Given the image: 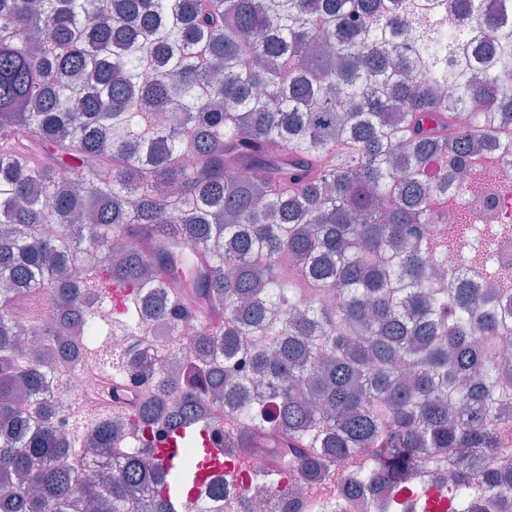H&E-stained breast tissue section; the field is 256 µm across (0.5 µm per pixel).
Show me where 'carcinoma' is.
<instances>
[{
	"mask_svg": "<svg viewBox=\"0 0 512 512\" xmlns=\"http://www.w3.org/2000/svg\"><path fill=\"white\" fill-rule=\"evenodd\" d=\"M446 0H0V512H176L206 452L182 442L167 470L144 435L213 422L232 402L243 448L277 408L281 467L312 482L370 449L386 493L377 512H424L417 452L459 474L445 512H499L512 472V265L492 263L511 224H436L443 162L512 153V0H455L482 39L454 43L468 76L435 71ZM418 33L403 54L397 24ZM494 104L457 128L458 106ZM248 170L251 177L232 173ZM453 252L459 267L442 258ZM310 285L284 287L282 259ZM132 290L127 336L155 310L195 329L182 402L143 405L138 443L78 415L93 436L61 438L34 339L65 362H102L109 285ZM61 319L21 322L18 297ZM264 391L227 366L248 337ZM112 355V381L152 368Z\"/></svg>",
	"mask_w": 512,
	"mask_h": 512,
	"instance_id": "cac0c4a2",
	"label": "carcinoma"
}]
</instances>
